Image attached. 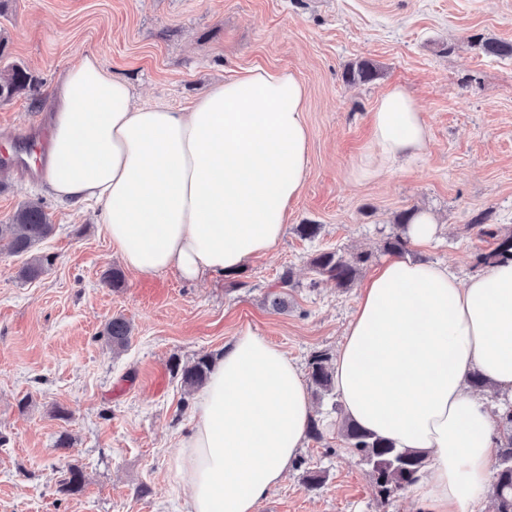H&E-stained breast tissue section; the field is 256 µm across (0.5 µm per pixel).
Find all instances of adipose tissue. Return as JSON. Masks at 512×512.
<instances>
[{
	"mask_svg": "<svg viewBox=\"0 0 512 512\" xmlns=\"http://www.w3.org/2000/svg\"><path fill=\"white\" fill-rule=\"evenodd\" d=\"M305 85L260 67L185 112L138 108L125 82L85 55L48 103L44 173L64 201L103 207L126 266L185 278L238 270L280 241L309 166ZM369 178L424 149L415 100L389 90L369 116ZM347 417L421 452L419 512H477L488 489L497 414L471 373L512 396V261L460 282L451 267L395 258L366 284L334 360ZM311 406L298 366L243 331L201 389L176 477L188 512H256L293 463Z\"/></svg>",
	"mask_w": 512,
	"mask_h": 512,
	"instance_id": "1",
	"label": "adipose tissue"
}]
</instances>
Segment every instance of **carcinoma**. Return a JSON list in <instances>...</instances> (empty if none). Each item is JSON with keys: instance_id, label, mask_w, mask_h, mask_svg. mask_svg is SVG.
I'll list each match as a JSON object with an SVG mask.
<instances>
[{"instance_id": "obj_1", "label": "carcinoma", "mask_w": 512, "mask_h": 512, "mask_svg": "<svg viewBox=\"0 0 512 512\" xmlns=\"http://www.w3.org/2000/svg\"><path fill=\"white\" fill-rule=\"evenodd\" d=\"M479 44L486 56H512V44L493 39L481 40ZM377 76V67L369 60H360L343 73V79L350 84L369 83ZM38 84V77L22 66L13 65L1 70L0 101H8L21 91L34 90ZM486 220V216L477 215L472 219V226L479 228L480 234L495 239V247L488 252L477 253L476 264L489 267L500 261H512V233L502 235L485 224ZM53 231L54 225L39 202L20 205L6 221L0 222V249L6 248L12 255H30L20 270L22 278L35 280L41 275L47 258L35 254V249ZM409 244L406 233H395L384 240L383 252L402 256L409 251ZM373 257L374 253L366 250L345 253L325 249L312 255L308 264L316 278L333 281L338 288H349ZM275 287L277 290L268 292L266 300L272 308L279 310L288 303V289L293 287L292 271L284 270ZM132 333L131 323L123 317L112 318L103 331L114 351L124 349ZM214 366L213 356L203 354L184 364L176 360L171 370L180 377L184 388L192 392L204 386ZM307 368L308 384L314 394L325 395L336 390L332 355L326 351L313 352L308 358ZM341 432L346 447L352 449L369 467V475L379 499L388 500L416 482L424 467V457L419 452L396 448L388 440L364 430L349 419L342 423ZM496 445V472L488 492L491 512H512V410L499 417ZM84 483L83 470L70 464L60 480L59 490L75 494L82 490Z\"/></svg>"}]
</instances>
